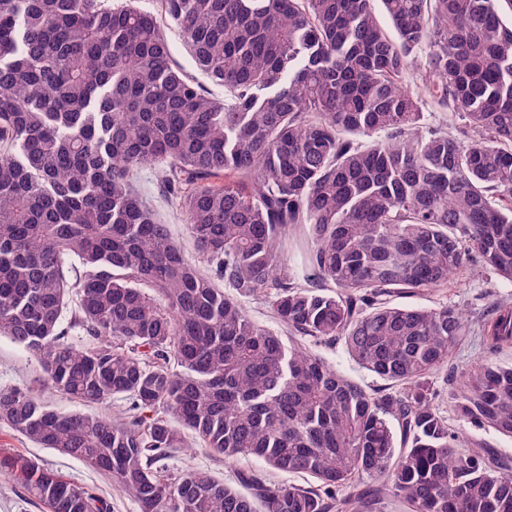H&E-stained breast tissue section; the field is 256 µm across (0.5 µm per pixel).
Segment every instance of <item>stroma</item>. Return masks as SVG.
I'll list each match as a JSON object with an SVG mask.
<instances>
[{
    "mask_svg": "<svg viewBox=\"0 0 512 512\" xmlns=\"http://www.w3.org/2000/svg\"><path fill=\"white\" fill-rule=\"evenodd\" d=\"M154 170L138 173L135 185L147 201L160 223L168 225L171 236L191 260L196 261L201 272L210 267L202 261L196 244L178 210L171 207L156 190ZM512 300V283L498 280L484 273L477 263H470L464 273L452 279L447 287L422 291L413 295H400L396 304L410 307H438L452 304L459 307L467 321L469 334L448 358V365L431 378L436 392V404L448 421V426L458 435L463 450L470 451L482 446L494 448L504 459L512 460V438L475 426L459 418L453 408V396L461 386L463 370L475 367L487 356L488 350L480 338V329L495 306L502 300ZM40 371L34 357L22 346L10 339L0 338V389L24 388L33 384ZM0 448L26 457L39 458L45 465L59 471L96 492L112 504V512H137L136 505L121 495L107 478L83 462L62 454L53 448H43L14 431L6 422H0ZM172 469H201L221 476L228 484H235L241 470H257L260 461L240 459L233 462L216 457L208 449L197 447L192 451L174 452L167 460Z\"/></svg>",
    "mask_w": 512,
    "mask_h": 512,
    "instance_id": "1",
    "label": "stroma"
}]
</instances>
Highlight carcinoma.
I'll return each instance as SVG.
<instances>
[{
	"label": "carcinoma",
	"instance_id": "cac0c4a2",
	"mask_svg": "<svg viewBox=\"0 0 512 512\" xmlns=\"http://www.w3.org/2000/svg\"><path fill=\"white\" fill-rule=\"evenodd\" d=\"M161 15L224 99L173 64ZM415 66L461 134L422 123ZM146 167L212 274L134 192ZM475 259L512 282V0H0V337L42 371L0 390V421L138 512H351L364 480L406 512H512L509 465L461 451L429 383L463 312L389 300ZM266 292L286 340L238 301ZM482 333L512 348V304ZM298 336L343 343L387 387ZM45 390L133 415L63 411ZM454 408L512 438V366L464 373ZM186 430L316 485L171 470ZM1 475L43 512H111L37 458L0 451ZM313 349L318 351L326 360L336 367L338 370L359 382L363 386L371 389H379L385 387V382L371 376L366 371L360 369L349 357L344 346L339 343L334 346H318L310 345Z\"/></svg>",
	"mask_w": 512,
	"mask_h": 512
}]
</instances>
